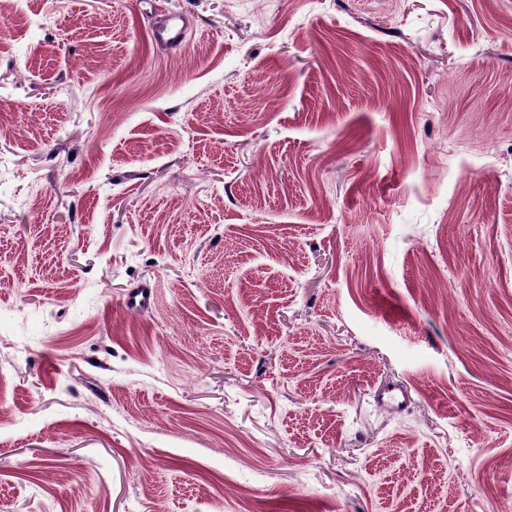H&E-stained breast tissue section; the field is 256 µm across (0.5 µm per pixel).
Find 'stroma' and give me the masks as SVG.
<instances>
[{"label": "stroma", "instance_id": "stroma-1", "mask_svg": "<svg viewBox=\"0 0 512 512\" xmlns=\"http://www.w3.org/2000/svg\"><path fill=\"white\" fill-rule=\"evenodd\" d=\"M12 6L0 512H512V0ZM152 34L156 43L168 45L171 48H178L183 43V28L174 20H169L155 28Z\"/></svg>", "mask_w": 512, "mask_h": 512}]
</instances>
